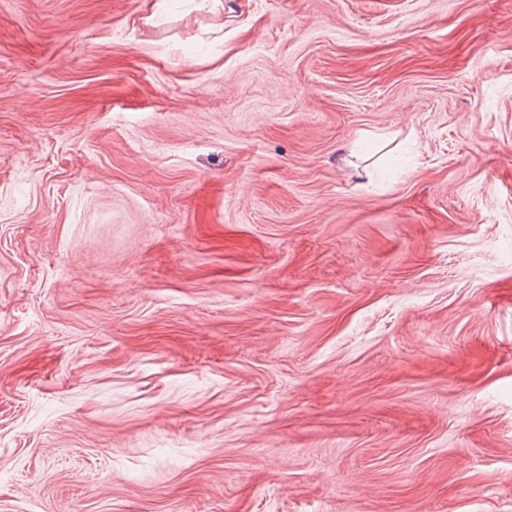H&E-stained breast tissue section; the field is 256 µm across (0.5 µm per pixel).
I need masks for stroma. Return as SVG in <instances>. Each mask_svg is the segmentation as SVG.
<instances>
[{
  "label": "stroma",
  "instance_id": "stroma-1",
  "mask_svg": "<svg viewBox=\"0 0 512 512\" xmlns=\"http://www.w3.org/2000/svg\"><path fill=\"white\" fill-rule=\"evenodd\" d=\"M0 512H512V0H0Z\"/></svg>",
  "mask_w": 512,
  "mask_h": 512
}]
</instances>
